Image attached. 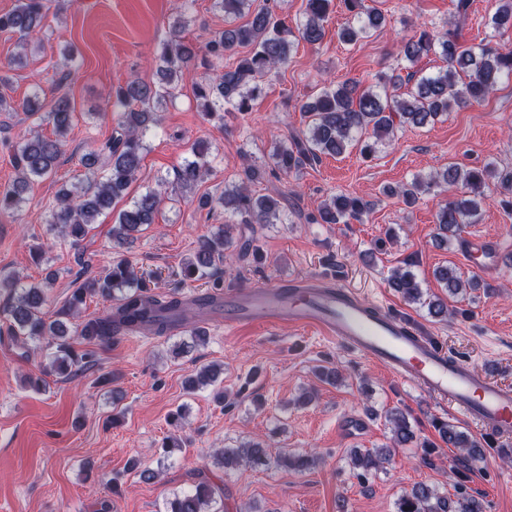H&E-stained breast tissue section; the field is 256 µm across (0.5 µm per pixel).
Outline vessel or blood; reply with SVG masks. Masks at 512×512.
<instances>
[{"mask_svg": "<svg viewBox=\"0 0 512 512\" xmlns=\"http://www.w3.org/2000/svg\"><path fill=\"white\" fill-rule=\"evenodd\" d=\"M202 315L224 313L228 328L314 327L362 358L388 367L401 380L448 401L485 432L512 435V390L499 386L466 359L449 356L409 321L364 303L340 282L275 280L188 298Z\"/></svg>", "mask_w": 512, "mask_h": 512, "instance_id": "vessel-or-blood-1", "label": "vessel or blood"}]
</instances>
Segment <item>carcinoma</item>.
<instances>
[{"label": "carcinoma", "instance_id": "cac0c4a2", "mask_svg": "<svg viewBox=\"0 0 512 512\" xmlns=\"http://www.w3.org/2000/svg\"><path fill=\"white\" fill-rule=\"evenodd\" d=\"M17 2L13 10L0 14V32L15 33L23 41L39 32L49 5L48 0ZM331 4L332 0H306L304 20L294 33L275 17L267 2L257 5L255 0H215V5L224 11V18L229 20V27L211 35L201 49L183 36L184 15L177 16L170 37L156 55L158 83L148 84L134 78L115 91L113 105L123 111L103 148L108 162L101 163L103 152L92 151L82 157L81 164L89 177L64 184L57 190L56 204L50 210L49 231L69 239L74 246L88 235L101 214L115 209V224L110 233L115 244L122 247L155 223L164 200L162 192L167 189L195 200L200 209L212 210L219 205L224 208V226L198 238L192 254L182 263L183 280L210 283L217 290L220 282L216 275L237 248L234 225L288 223L286 210L281 206L284 196L257 195L250 185L264 181L273 170L285 175L297 173L320 162L324 155L339 156L354 146L368 158L380 146L391 144L399 127H424L438 121L455 106L481 103L502 79L512 78V49L466 44L462 28L469 16L471 0H451L453 20L448 22L447 30L435 33L422 29L404 39L397 68L389 76H378L372 86L363 87L353 78L322 83L316 97L300 105L307 118L305 129L275 144L269 153L270 164L244 165L233 179L224 181V193L220 196L196 195L199 183L211 167L207 148L198 143L191 146L190 156L173 169L172 177L161 180V189L147 190L116 208L128 195L141 168L148 150L146 137L159 121V105L173 95L184 68L200 59L206 68L214 71V75L204 78L194 89L206 116L223 112L244 115L251 111V102L261 96L266 80L288 65L296 40L310 45L322 43ZM343 4L350 18L337 32L340 41L356 43L386 26L382 12L366 0H343ZM237 19L244 23H235ZM490 25L496 31L512 27V0H498ZM241 46L250 47L249 53L232 66L224 65V57ZM430 55L440 56L447 67L433 74L418 75L414 67ZM18 110L51 124L53 135L18 139L14 153L17 175L9 186L0 190V213L18 210L31 185L50 177L75 119L74 107L65 92L57 93L48 102L37 93L20 102L0 94V112ZM493 178L499 179V187L506 191L501 204L506 209L512 208V175H499L491 162L470 169L451 165L426 176L416 175L400 187H387L384 192L402 198L406 206L412 207L434 187L463 188L436 213L438 236L447 242L457 235L460 225L474 222ZM370 209L371 203L361 197L337 194L324 201L316 212L305 216V220L309 224H348L363 220ZM435 276L444 292L451 296L479 286L474 277L463 279L454 266L439 268ZM388 285L405 300L426 307L429 315L448 317L446 300L424 296L408 266L394 268ZM93 295L112 300L113 312L91 317L76 329H70L61 317L78 315L86 297ZM0 296L3 297L0 314L7 324L8 335L24 346H46L50 350L49 366L58 374L68 371L73 375L92 362V353L78 351L77 344L109 343L117 325L145 328L156 336H164L172 323L183 320L186 311L185 302L177 293L159 297L149 294L129 260L123 257L112 259L104 274L89 276L79 283L54 319L45 311L48 296L40 283H26L16 275H1ZM187 335L190 341L180 345L184 354L204 344L207 331L191 326ZM222 373L220 365L200 368L188 377V392L216 382ZM386 420L391 426L394 446L404 447L413 442L415 433L407 413L394 409L386 413ZM436 429L448 447L463 452V466L480 462L483 450L470 434L449 422L439 423ZM392 452L391 448L356 450L350 456L351 470L359 476L378 471L390 462ZM270 461L264 443L249 441L222 451L215 465L226 469L242 465L257 468ZM195 477L193 488L174 494L166 512H224V488L213 484L204 471L197 472ZM485 509L484 500L467 492L461 482L457 483V495L453 499L430 485L418 483L397 502V512H485Z\"/></svg>", "mask_w": 512, "mask_h": 512}]
</instances>
